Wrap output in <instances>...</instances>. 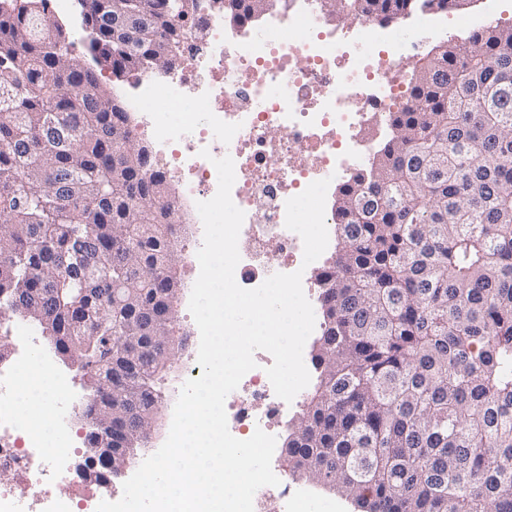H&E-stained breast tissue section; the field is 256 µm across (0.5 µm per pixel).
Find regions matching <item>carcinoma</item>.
I'll return each instance as SVG.
<instances>
[{
	"label": "carcinoma",
	"instance_id": "cac0c4a2",
	"mask_svg": "<svg viewBox=\"0 0 512 512\" xmlns=\"http://www.w3.org/2000/svg\"><path fill=\"white\" fill-rule=\"evenodd\" d=\"M88 52L118 77L180 60L187 0H109ZM368 21L466 0H325ZM286 0H224L236 21ZM47 0H0V318L29 310L79 362L112 442L164 397L147 330L183 282L176 207L123 104L73 56ZM391 134L337 193L338 244L316 274V381L289 422L288 468L357 512H512V26L434 45ZM94 259L96 276L85 259ZM126 282L137 311L102 295ZM51 311L43 321L41 310Z\"/></svg>",
	"mask_w": 512,
	"mask_h": 512
}]
</instances>
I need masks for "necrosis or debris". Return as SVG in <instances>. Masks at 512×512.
I'll use <instances>...</instances> for the list:
<instances>
[{"label": "necrosis or debris", "instance_id": "obj_1", "mask_svg": "<svg viewBox=\"0 0 512 512\" xmlns=\"http://www.w3.org/2000/svg\"><path fill=\"white\" fill-rule=\"evenodd\" d=\"M199 2L181 20L180 67L138 75L125 102L178 189L187 222L167 230L194 237L189 281L200 272L196 204L217 192L214 159L232 157L231 197L245 214L235 278L250 289L301 268L303 242L285 226V204L314 181L345 178L388 134L386 115L408 96L402 62L409 46L394 27L358 15L343 28L322 30L323 0H291L288 10L230 25L224 0ZM12 339L13 356L0 367V471L19 484H0V512H96L107 485L69 467L80 439L71 415L83 412L82 400L32 327L16 323ZM254 358L256 368L225 401L228 428L239 439L258 429L279 435L292 410L265 372L271 355L259 350ZM47 375L55 393L35 429L18 404ZM60 485L65 493H57Z\"/></svg>", "mask_w": 512, "mask_h": 512}]
</instances>
